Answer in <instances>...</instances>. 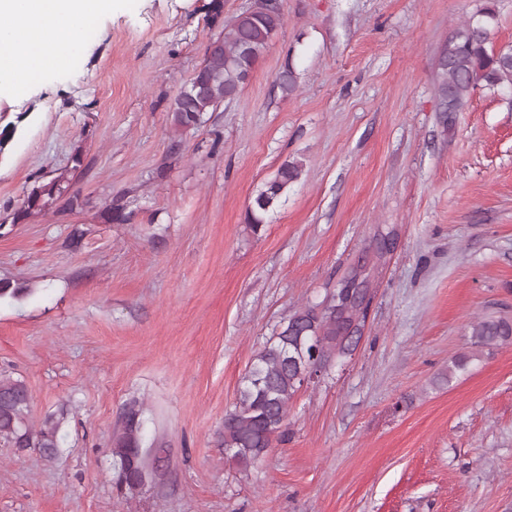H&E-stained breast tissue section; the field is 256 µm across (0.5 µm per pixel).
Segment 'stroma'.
<instances>
[{
	"mask_svg": "<svg viewBox=\"0 0 512 512\" xmlns=\"http://www.w3.org/2000/svg\"><path fill=\"white\" fill-rule=\"evenodd\" d=\"M210 2L117 0L49 84L0 99L19 122L0 278L27 289L0 300V373L27 386L32 426L63 417L53 460L0 445V512H512V341L470 337L512 318V86L447 119L435 96L453 29L486 5L490 49L512 48V0H279L239 97L181 132L171 100L221 33ZM64 170L83 208L14 221ZM120 196L132 223L101 217ZM388 232L357 346L297 393L287 441L238 465L224 415L253 355ZM135 400L162 453L129 490L111 448ZM300 167L298 163H284L277 170L275 177L267 182L264 189L256 195L248 211V218L253 224V228L259 227L263 220V214L288 192L290 186L300 175ZM473 344L481 347L512 340V320L501 316L484 317L471 325Z\"/></svg>",
	"mask_w": 512,
	"mask_h": 512,
	"instance_id": "35a3bbf8",
	"label": "stroma"
}]
</instances>
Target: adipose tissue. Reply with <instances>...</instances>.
I'll list each match as a JSON object with an SVG mask.
<instances>
[{"label":"adipose tissue","instance_id":"obj_1","mask_svg":"<svg viewBox=\"0 0 512 512\" xmlns=\"http://www.w3.org/2000/svg\"><path fill=\"white\" fill-rule=\"evenodd\" d=\"M112 7L113 0H0V88L21 97L44 82L67 62L60 39Z\"/></svg>","mask_w":512,"mask_h":512}]
</instances>
